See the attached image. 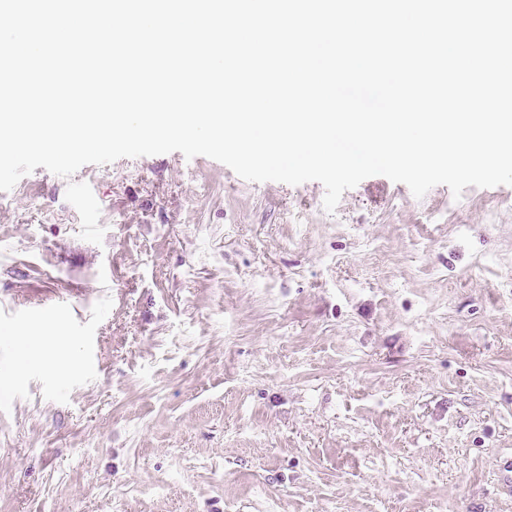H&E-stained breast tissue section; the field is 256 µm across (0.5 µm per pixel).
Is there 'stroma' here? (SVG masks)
I'll list each match as a JSON object with an SVG mask.
<instances>
[{"instance_id":"1","label":"stroma","mask_w":512,"mask_h":512,"mask_svg":"<svg viewBox=\"0 0 512 512\" xmlns=\"http://www.w3.org/2000/svg\"><path fill=\"white\" fill-rule=\"evenodd\" d=\"M175 151L0 191V512H512V186ZM80 368L18 375L11 340ZM55 336H37L30 329L18 330L12 336L15 343L25 353L24 363L39 361L50 369H57L56 354L61 351L64 339L56 327L50 328Z\"/></svg>"}]
</instances>
